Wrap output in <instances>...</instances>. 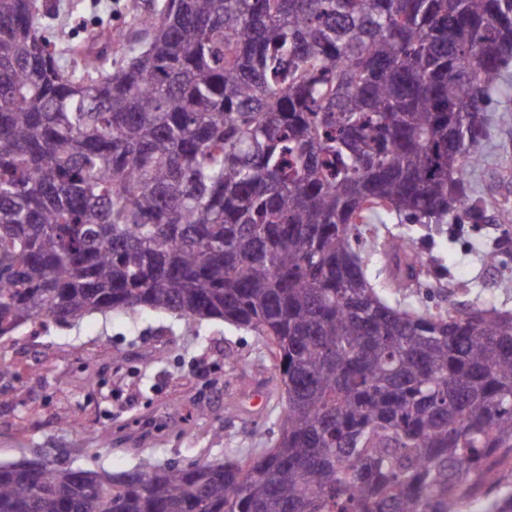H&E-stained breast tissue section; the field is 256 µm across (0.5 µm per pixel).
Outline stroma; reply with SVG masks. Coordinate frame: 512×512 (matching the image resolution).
Listing matches in <instances>:
<instances>
[{"instance_id": "35a3bbf8", "label": "stroma", "mask_w": 512, "mask_h": 512, "mask_svg": "<svg viewBox=\"0 0 512 512\" xmlns=\"http://www.w3.org/2000/svg\"><path fill=\"white\" fill-rule=\"evenodd\" d=\"M71 7L52 39H79L84 30L131 32L144 0H60ZM512 96L486 105L470 175L483 195L477 216L444 224L390 222L428 260L420 285L389 292L423 311L451 301L492 303L512 310ZM497 247L495 264L484 252ZM266 348L253 332L218 319L193 326L167 313L143 310L92 315L76 325L32 333L24 327L0 339V463L36 453L76 469L120 473L142 460L156 463L224 461L269 448L278 434L267 392L275 382ZM82 426L66 427L71 417Z\"/></svg>"}]
</instances>
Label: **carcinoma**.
Listing matches in <instances>:
<instances>
[{
	"mask_svg": "<svg viewBox=\"0 0 512 512\" xmlns=\"http://www.w3.org/2000/svg\"><path fill=\"white\" fill-rule=\"evenodd\" d=\"M0 0V337L169 313L252 331L278 436L242 462L0 464V512H512V310L422 313L396 215L482 212L512 0H147L135 34L40 35Z\"/></svg>",
	"mask_w": 512,
	"mask_h": 512,
	"instance_id": "1",
	"label": "carcinoma"
}]
</instances>
